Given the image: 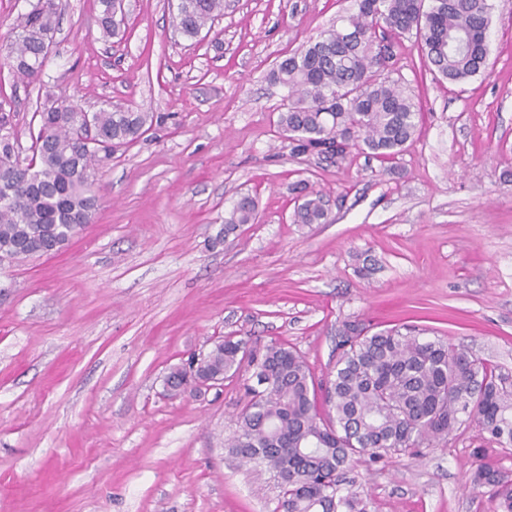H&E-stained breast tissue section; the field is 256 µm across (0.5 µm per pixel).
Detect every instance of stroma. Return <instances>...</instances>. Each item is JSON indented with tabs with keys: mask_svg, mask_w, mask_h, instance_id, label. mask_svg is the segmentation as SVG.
I'll return each instance as SVG.
<instances>
[{
	"mask_svg": "<svg viewBox=\"0 0 512 512\" xmlns=\"http://www.w3.org/2000/svg\"><path fill=\"white\" fill-rule=\"evenodd\" d=\"M42 79L0 54V112L29 147L57 98L132 106L149 131L100 168L91 224L59 252L0 264V512H272L280 490L226 440L247 372L170 397L164 379L227 334L296 348L327 381L347 325L413 324L512 380V0H490L489 66L434 74L414 36L388 77L418 113L386 161L293 155L277 120L283 58L354 13V0H224L193 41L177 0H127L104 41L98 0H60ZM326 195L329 220L295 224L293 186ZM255 223L225 234L243 195ZM512 476V446L465 423L414 459L345 471L371 512H495L468 475Z\"/></svg>",
	"mask_w": 512,
	"mask_h": 512,
	"instance_id": "1",
	"label": "stroma"
}]
</instances>
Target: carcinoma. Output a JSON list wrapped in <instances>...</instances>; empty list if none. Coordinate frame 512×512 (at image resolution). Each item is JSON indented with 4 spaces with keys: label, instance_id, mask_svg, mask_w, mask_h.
Returning a JSON list of instances; mask_svg holds the SVG:
<instances>
[{
    "label": "carcinoma",
    "instance_id": "cac0c4a2",
    "mask_svg": "<svg viewBox=\"0 0 512 512\" xmlns=\"http://www.w3.org/2000/svg\"><path fill=\"white\" fill-rule=\"evenodd\" d=\"M103 37L119 35L123 17L99 0ZM356 13L281 60L270 79L288 89L278 126L291 153H315L340 163L358 147L377 158L402 152L417 131V112L398 85L382 78L395 47L415 35L421 56L450 81L481 73L487 64L488 0H356ZM224 15V0H178L177 27L197 38ZM57 0H36L18 15L6 46L13 72L34 83L58 29ZM151 120L146 112L108 105L96 112L55 101L33 113L42 144L21 157L15 127L0 113V261L59 251L91 222L96 206L88 179L121 147L136 142ZM295 224H325L324 196L306 185ZM257 217V202L241 196L224 218L229 234ZM247 364L254 384L227 439L229 451L256 463L280 487L272 512H370L369 503L341 488L356 459H381L446 442L467 421L491 441L512 445V384L466 349L427 338L414 326L370 332L354 325L339 343L335 373L325 385L326 413L315 379L294 348L273 342L246 353L225 336L200 359L207 377L236 374ZM169 390L192 381L186 367L167 376ZM471 484L492 488L496 512H512V477L490 462L471 472Z\"/></svg>",
    "mask_w": 512,
    "mask_h": 512
}]
</instances>
